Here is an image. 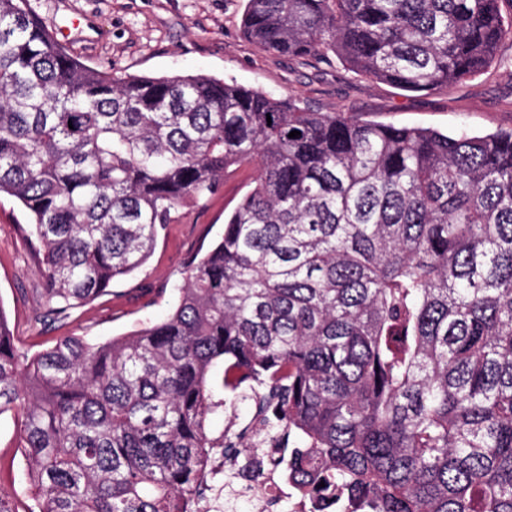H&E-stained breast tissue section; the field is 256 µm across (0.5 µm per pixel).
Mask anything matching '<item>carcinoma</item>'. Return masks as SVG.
I'll return each instance as SVG.
<instances>
[{
  "label": "carcinoma",
  "mask_w": 512,
  "mask_h": 512,
  "mask_svg": "<svg viewBox=\"0 0 512 512\" xmlns=\"http://www.w3.org/2000/svg\"><path fill=\"white\" fill-rule=\"evenodd\" d=\"M506 0H246L242 33L405 91L495 63ZM300 132L295 138L289 133ZM256 167L169 315L17 348L0 308V415L37 512H192L214 365L291 445L315 512H512V131L313 112L205 75L118 76L0 0V194L41 244L44 324L141 270L180 209Z\"/></svg>",
  "instance_id": "carcinoma-1"
}]
</instances>
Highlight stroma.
<instances>
[{"mask_svg": "<svg viewBox=\"0 0 512 512\" xmlns=\"http://www.w3.org/2000/svg\"><path fill=\"white\" fill-rule=\"evenodd\" d=\"M53 31L77 19L80 37L66 49L85 64L118 74H205L235 79L274 96L293 94L317 112H342L397 125L476 133L512 129V38L498 49L502 62L457 85L407 92L356 75L339 62L275 57L246 40L241 30L244 0H30ZM253 169L229 177L204 202L183 209L158 238L142 271L114 282L92 303L44 325L46 303L34 253L38 243L23 208L0 197V308L18 347L38 352L62 336L99 342L163 320L181 283L188 256L206 250L224 231L231 210L253 178ZM219 409L209 428L218 438L236 432L255 413L250 399L230 400L215 391ZM24 458L13 414L0 415V491L14 512L34 501L24 477Z\"/></svg>", "mask_w": 512, "mask_h": 512, "instance_id": "1", "label": "stroma"}]
</instances>
